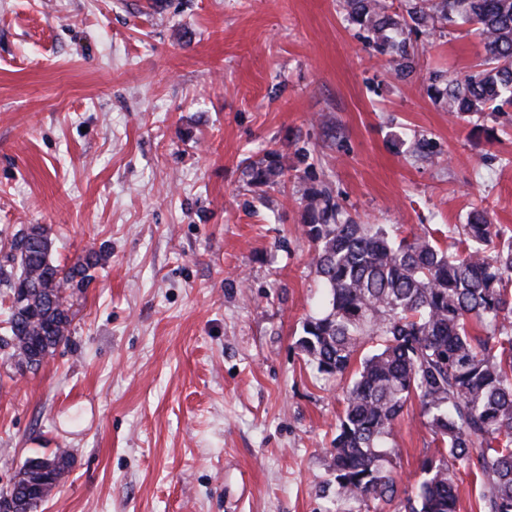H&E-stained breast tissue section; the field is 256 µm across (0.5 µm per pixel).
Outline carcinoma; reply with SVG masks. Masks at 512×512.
I'll return each instance as SVG.
<instances>
[{
	"label": "carcinoma",
	"mask_w": 512,
	"mask_h": 512,
	"mask_svg": "<svg viewBox=\"0 0 512 512\" xmlns=\"http://www.w3.org/2000/svg\"><path fill=\"white\" fill-rule=\"evenodd\" d=\"M341 7L365 43L396 62L402 79L417 69L412 34L459 20L475 27L482 63L463 79L431 71L429 87L458 116L512 108V0H342ZM286 173L275 148L245 166L255 188H272ZM303 210L323 296L297 348L328 377L343 378L359 361L327 450L336 512L349 503L386 512L395 501L391 441L413 399L444 447L422 461L403 512H457L461 472L479 486L478 512H512V230L475 209L468 223L454 226L446 247L426 232L399 239L382 224L344 215L325 185L306 189ZM11 250L17 271L0 267V277L10 288L9 309L21 296L25 315H10L0 344L17 365L34 369L69 340L74 297L90 283L100 254L89 250L62 267L41 225L18 230ZM70 465L61 449L28 460L13 482L22 512H38Z\"/></svg>",
	"instance_id": "obj_1"
}]
</instances>
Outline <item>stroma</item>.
<instances>
[{"label": "stroma", "mask_w": 512, "mask_h": 512, "mask_svg": "<svg viewBox=\"0 0 512 512\" xmlns=\"http://www.w3.org/2000/svg\"><path fill=\"white\" fill-rule=\"evenodd\" d=\"M484 55L449 27L399 79L339 0H0V266L30 224L58 263L103 256L68 343L23 373L0 349V491L65 448L42 512H335L344 383L296 347L321 295L301 196L512 229V112L450 118L425 80ZM268 148L287 175L264 191L243 171ZM439 445L408 404L399 497Z\"/></svg>", "instance_id": "35a3bbf8"}]
</instances>
